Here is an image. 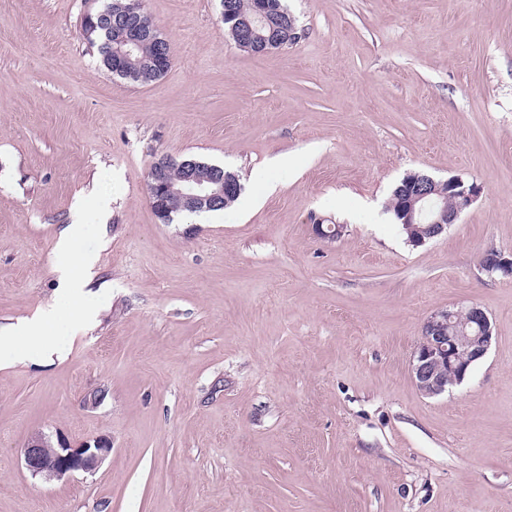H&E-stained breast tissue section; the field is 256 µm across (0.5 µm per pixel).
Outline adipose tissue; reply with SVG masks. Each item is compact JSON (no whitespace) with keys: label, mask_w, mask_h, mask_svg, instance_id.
<instances>
[{"label":"adipose tissue","mask_w":512,"mask_h":512,"mask_svg":"<svg viewBox=\"0 0 512 512\" xmlns=\"http://www.w3.org/2000/svg\"><path fill=\"white\" fill-rule=\"evenodd\" d=\"M85 234L84 225L71 224L61 231L56 243L55 270L68 296L66 317L36 314L0 328V366L24 361L51 362L59 353L54 336L62 319L74 322L89 316L82 291L91 276L95 258L82 247Z\"/></svg>","instance_id":"adipose-tissue-1"}]
</instances>
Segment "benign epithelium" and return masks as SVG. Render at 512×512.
<instances>
[{
  "instance_id": "benign-epithelium-1",
  "label": "benign epithelium",
  "mask_w": 512,
  "mask_h": 512,
  "mask_svg": "<svg viewBox=\"0 0 512 512\" xmlns=\"http://www.w3.org/2000/svg\"><path fill=\"white\" fill-rule=\"evenodd\" d=\"M284 32L289 38H295L293 20L289 17L273 20L264 4L250 14L239 16L233 26L236 38L252 44L260 53L273 50ZM148 40L157 48L154 63L159 68L167 67L171 54L147 21V14H142L137 24L112 23L115 63L121 67L138 66L140 59L136 51ZM173 167L180 170L176 179L169 178ZM147 191L155 216L167 224L171 218L167 200H177L181 208L190 213L209 212L224 206L226 197L240 193L242 185L238 175L218 165L160 155L148 173ZM400 191L404 223L413 231L411 243L418 246L440 236L448 225L456 223L477 197L478 187L467 186L458 177L441 181L425 175L411 187L400 186ZM449 198L453 201L451 205L447 202ZM482 266L491 274L512 277V255L489 251L482 258ZM492 339L491 320L476 304L434 311L423 323L420 342L411 358L410 372L417 388L426 395L436 396L462 383L486 356ZM110 451L111 448L101 441L72 447L60 440L54 443L51 437L40 433L28 442L23 459L32 475L51 480L74 472H93Z\"/></svg>"
}]
</instances>
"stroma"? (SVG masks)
Segmentation results:
<instances>
[{
	"label": "stroma",
	"mask_w": 512,
	"mask_h": 512,
	"mask_svg": "<svg viewBox=\"0 0 512 512\" xmlns=\"http://www.w3.org/2000/svg\"><path fill=\"white\" fill-rule=\"evenodd\" d=\"M102 3L0 0V326L65 307L75 217L96 257L59 358L0 369V512H512V280L481 266L512 253V0H287L262 54L220 0H144L173 50L148 84L83 39ZM161 154L246 207L160 223ZM414 172L481 189L421 246L385 209ZM471 303L491 348L422 394L423 322ZM38 432L111 452L47 480Z\"/></svg>",
	"instance_id": "35a3bbf8"
}]
</instances>
